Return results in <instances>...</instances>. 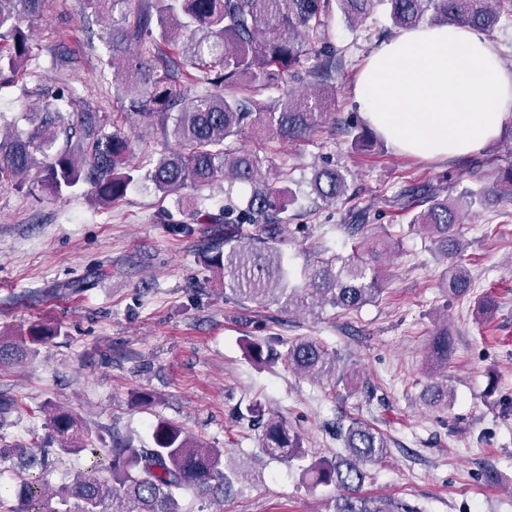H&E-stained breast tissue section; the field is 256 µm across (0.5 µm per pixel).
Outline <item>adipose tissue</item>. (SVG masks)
Returning a JSON list of instances; mask_svg holds the SVG:
<instances>
[{
    "label": "adipose tissue",
    "instance_id": "adipose-tissue-1",
    "mask_svg": "<svg viewBox=\"0 0 512 512\" xmlns=\"http://www.w3.org/2000/svg\"><path fill=\"white\" fill-rule=\"evenodd\" d=\"M354 98L396 152L442 160L481 149L512 118V71L469 27L419 26L364 62Z\"/></svg>",
    "mask_w": 512,
    "mask_h": 512
}]
</instances>
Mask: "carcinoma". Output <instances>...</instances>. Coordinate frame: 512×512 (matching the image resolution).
Here are the masks:
<instances>
[{
    "label": "carcinoma",
    "mask_w": 512,
    "mask_h": 512,
    "mask_svg": "<svg viewBox=\"0 0 512 512\" xmlns=\"http://www.w3.org/2000/svg\"><path fill=\"white\" fill-rule=\"evenodd\" d=\"M130 0H87L94 12L112 15L105 32L111 48L117 100L134 128H171L177 151L158 154L145 178L164 195L185 185H210L231 179L251 187L246 208L224 209V218L195 206L196 224L224 223L223 233L201 252V260L224 278V294L259 305L282 304L312 314L326 306L357 310L379 297L383 280L379 267L356 259L336 264L321 260L304 271V284L288 287V272L280 246L292 237L281 217L286 189L275 177L262 176L257 158L244 149L229 150L224 142L254 128L281 141L314 135L327 117V81L335 63L334 48L325 36L326 19L338 9L351 26L363 23L376 0H144L134 13ZM396 29L430 25L467 26L483 32L512 24V0H385ZM44 0H0V82L11 81L30 59V24L43 11ZM317 57L316 68L302 71L304 60ZM277 91L276 98H262ZM33 130L25 136H0V181L32 178L59 197L79 184L90 186L96 200L114 204L138 179L133 164L139 136L114 128L105 130L97 113L80 115L82 132L56 107L32 112ZM65 145L57 146L59 140ZM512 193V168L480 193L464 191L450 201L437 190L426 193L423 209L410 224L420 228L435 251L458 259L465 244L459 235L464 213L483 197L501 190ZM311 191L332 205L347 194L346 177L335 168L314 174ZM448 295L463 298L471 290L464 265L451 266L445 281ZM59 335L56 326L35 323L25 335L0 336V363L38 353ZM270 337L256 343L257 361L277 355ZM448 328L433 338L431 382L423 393L425 405L448 408ZM285 360L312 378L336 374V352L313 339L288 346ZM262 421V450L272 459L304 461L308 452L301 435L279 416L265 417L258 405L248 408ZM50 443L72 455L88 452L89 466L74 474L56 492L60 510L45 499L41 477L24 479L18 498L22 512H181L178 495L195 489L202 495L228 497L242 491L237 472L223 465L224 450L208 448L180 426L159 419L152 426L151 444L133 445L114 437L109 448L94 440L66 411L48 415ZM344 453L317 459L303 468L311 485L334 486L340 494L328 501V512H401V504L362 492L366 466L389 454L388 441L377 428L356 419L336 426ZM45 445L0 448V464L19 455L36 458Z\"/></svg>",
    "instance_id": "cac0c4a2"
}]
</instances>
